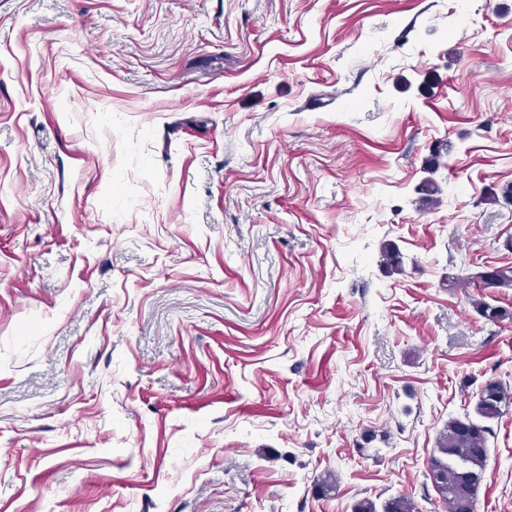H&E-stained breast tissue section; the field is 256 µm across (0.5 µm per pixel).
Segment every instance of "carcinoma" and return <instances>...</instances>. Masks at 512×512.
I'll list each match as a JSON object with an SVG mask.
<instances>
[{"instance_id": "cac0c4a2", "label": "carcinoma", "mask_w": 512, "mask_h": 512, "mask_svg": "<svg viewBox=\"0 0 512 512\" xmlns=\"http://www.w3.org/2000/svg\"><path fill=\"white\" fill-rule=\"evenodd\" d=\"M477 313L489 322L503 321L512 312L483 298L473 300ZM509 398L507 387L496 379L477 394L474 414L448 420L440 431L428 469H439L448 475L434 491L447 505L461 496L477 499L482 485L489 452L484 450L491 435L489 422L500 417ZM352 512H421L418 503L406 494L391 496L382 502L363 497L352 505Z\"/></svg>"}]
</instances>
